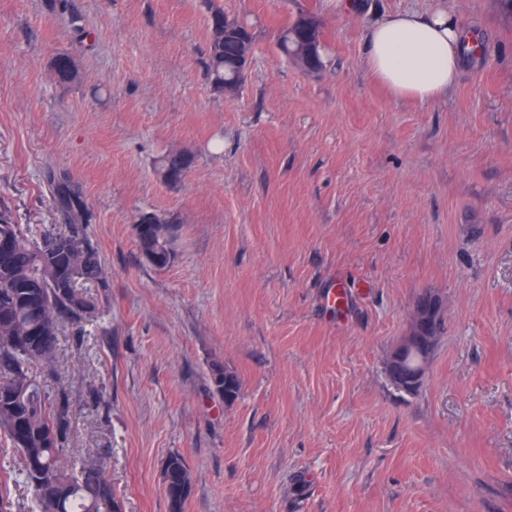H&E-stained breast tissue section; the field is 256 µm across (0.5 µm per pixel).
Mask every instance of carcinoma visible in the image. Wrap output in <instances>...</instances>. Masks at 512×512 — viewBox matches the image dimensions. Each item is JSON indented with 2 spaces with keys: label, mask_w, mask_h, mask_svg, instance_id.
<instances>
[{
  "label": "carcinoma",
  "mask_w": 512,
  "mask_h": 512,
  "mask_svg": "<svg viewBox=\"0 0 512 512\" xmlns=\"http://www.w3.org/2000/svg\"><path fill=\"white\" fill-rule=\"evenodd\" d=\"M300 19L287 24L279 33L277 48L288 55L301 34ZM235 44L209 39L207 78L222 92L224 84L238 80ZM55 78L61 82L77 76L70 58L60 56L53 63ZM192 160L183 152H169L158 166L164 181L177 183L190 169ZM45 178L53 189L55 208L66 221L65 232L45 231L40 237L29 235L17 223L11 209L0 206V237L9 238L7 249H0V437L17 454L12 479L28 487L40 512H121L112 483L105 472L88 462L67 459L69 398L66 392L52 400L48 393L34 388L22 402L8 394L29 380L28 367L39 363L53 370L57 359L63 323L80 325L99 315L97 304L84 290V284L104 277V267L94 246L84 234L91 215L81 187L65 172L49 169ZM139 223L148 229L137 232L142 256L161 257L157 267L171 261L174 227L155 224L145 214ZM73 262L82 272L83 283L70 291L56 277V268ZM216 391L227 402L236 400L241 390L239 378L231 371L218 369L212 374ZM163 484L172 512H183L191 491V474L179 454L169 455L164 463Z\"/></svg>",
  "instance_id": "obj_1"
}]
</instances>
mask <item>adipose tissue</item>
Instances as JSON below:
<instances>
[{"label":"adipose tissue","mask_w":512,"mask_h":512,"mask_svg":"<svg viewBox=\"0 0 512 512\" xmlns=\"http://www.w3.org/2000/svg\"><path fill=\"white\" fill-rule=\"evenodd\" d=\"M464 43L457 14L437 0L425 10L394 12L369 22L365 65L394 98L433 102L454 89Z\"/></svg>","instance_id":"1"}]
</instances>
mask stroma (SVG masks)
<instances>
[{
	"label": "stroma",
	"mask_w": 512,
	"mask_h": 512,
	"mask_svg": "<svg viewBox=\"0 0 512 512\" xmlns=\"http://www.w3.org/2000/svg\"><path fill=\"white\" fill-rule=\"evenodd\" d=\"M445 2L482 53L421 103L369 75L364 36L431 0H220L255 36L234 96L204 76L208 0H0V204L61 230L43 170L70 174L107 273L87 285L104 316L29 374L67 389L69 454L102 463L122 512H169L173 453L184 512H512V13ZM302 13L317 73L276 46ZM170 151L192 158L176 184ZM144 213L180 227L166 267L138 250ZM424 296L440 329L410 394L387 360ZM191 164L192 160L186 153L168 152L159 161L158 173L163 174L165 182L177 183L185 177ZM212 383L216 391L224 397L226 402H232L238 398L241 383L233 372L222 369L214 371ZM163 484L170 510L183 512L191 491V474L180 454H170L164 463Z\"/></svg>",
	"instance_id": "35a3bbf8"
}]
</instances>
